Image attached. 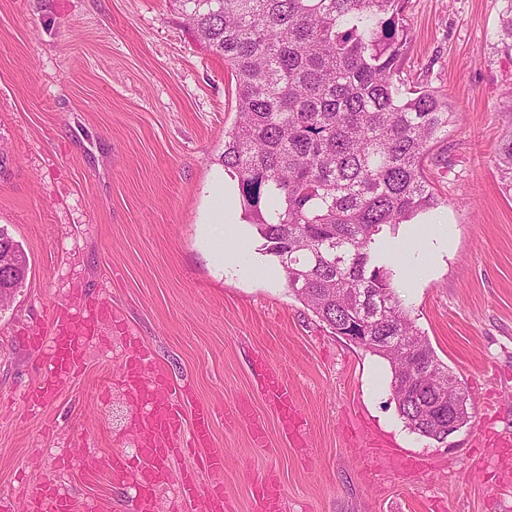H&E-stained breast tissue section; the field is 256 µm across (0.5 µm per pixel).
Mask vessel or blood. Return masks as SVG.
Returning <instances> with one entry per match:
<instances>
[{
	"mask_svg": "<svg viewBox=\"0 0 512 512\" xmlns=\"http://www.w3.org/2000/svg\"><path fill=\"white\" fill-rule=\"evenodd\" d=\"M105 315L96 303L89 304L79 318L53 312L47 330L28 334L31 347L50 352L47 371L24 392L28 412H40L78 377ZM129 343L133 353L124 363L121 382L142 409L137 446L143 462L134 466L127 456L116 453L108 461L109 468L135 487L134 512H156L158 490L171 483L178 486L180 512H224V453L214 447V407L197 402L191 385H175L163 370L146 373L148 351L138 337H130ZM265 388L282 428L299 430L301 419L287 384L270 372ZM187 448L198 453L194 466L173 471L171 459ZM204 475L210 479L206 488L200 483ZM254 497L257 512H283L281 486L270 474L258 476ZM0 512H112V500L105 495L82 500L47 483L20 506L0 497Z\"/></svg>",
	"mask_w": 512,
	"mask_h": 512,
	"instance_id": "b4317fda",
	"label": "vessel or blood"
}]
</instances>
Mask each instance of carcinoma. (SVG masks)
<instances>
[{"label": "carcinoma", "mask_w": 512, "mask_h": 512, "mask_svg": "<svg viewBox=\"0 0 512 512\" xmlns=\"http://www.w3.org/2000/svg\"><path fill=\"white\" fill-rule=\"evenodd\" d=\"M205 47L235 80L236 121L221 162L238 177L246 217L288 287L338 336L352 315L366 349L393 373L400 335L426 360L424 393L448 379L403 306L371 244L386 226L441 204L425 173L433 144L455 113L433 90L403 88L399 62L410 44L405 0H175ZM512 46V0L499 14ZM495 164L512 191V133ZM398 410L415 433L443 430L410 403Z\"/></svg>", "instance_id": "1"}]
</instances>
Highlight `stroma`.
<instances>
[{
    "mask_svg": "<svg viewBox=\"0 0 512 512\" xmlns=\"http://www.w3.org/2000/svg\"><path fill=\"white\" fill-rule=\"evenodd\" d=\"M503 0H406L411 44L400 77L439 91L457 114L425 160L441 197L414 217L449 244L434 265L387 272L438 357L465 383L470 422L438 442L410 430L391 395V367L331 333L288 287L254 226L249 266L225 271L212 222L228 179L220 156L235 121L222 57L175 0H0V229L29 272L0 307V497L23 503L44 482L111 497L131 512L133 485L108 458L137 456V405L120 371L131 353L114 321L139 336L151 366L188 382L217 411L230 512H255V479L275 470L284 512H512V197L494 164L512 133V50L498 36ZM101 301L88 366L38 415L20 394L45 356L26 333L48 311ZM126 331V332H127ZM277 370L296 397L313 453L297 456L262 388ZM248 399L268 445L231 418ZM424 470L375 475L350 430Z\"/></svg>",
    "mask_w": 512,
    "mask_h": 512,
    "instance_id": "stroma-1",
    "label": "stroma"
}]
</instances>
